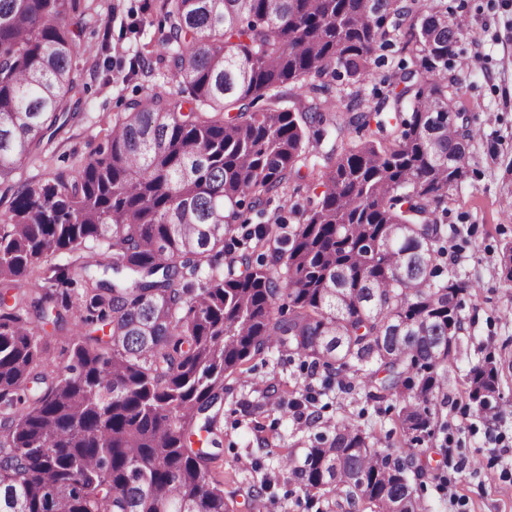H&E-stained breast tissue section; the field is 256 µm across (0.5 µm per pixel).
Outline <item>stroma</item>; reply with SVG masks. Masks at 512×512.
<instances>
[{"label": "stroma", "instance_id": "1", "mask_svg": "<svg viewBox=\"0 0 512 512\" xmlns=\"http://www.w3.org/2000/svg\"><path fill=\"white\" fill-rule=\"evenodd\" d=\"M448 11L468 25L450 68L457 78L452 92L457 111L481 135L470 148L467 174L448 194V264L465 272L472 287L463 298L466 332L448 372L444 402L438 405L435 433L423 443V461L437 473L421 496L428 512H512V372L504 380V406L487 425L465 394L469 368L487 353L512 362V282L501 270L502 248L512 244V0H444ZM80 22L81 44H108L111 70L97 59L80 60L82 107L76 118L56 131L49 150L0 186V215L17 187L45 181L61 170L78 167L103 142L113 119L129 100L146 97L156 85L178 93L179 85L152 56L151 76L130 69L142 45L156 44L159 25L137 34L133 26L143 12H155V0H89ZM373 127L347 128L343 138L327 134L311 142L309 161L292 177L284 194L274 197L268 213L282 216L288 227L302 220L317 194L312 163L372 135ZM323 370L301 367L298 358L274 354L247 362L227 380L219 412L220 445L215 470L233 512H317L297 482L281 470V457H303L327 423L345 418L372 427L387 444L402 438L388 402L374 403L356 393L322 395ZM317 396L309 406L314 417L296 421L282 405L305 387Z\"/></svg>", "mask_w": 512, "mask_h": 512}]
</instances>
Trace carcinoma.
<instances>
[{
  "instance_id": "1",
  "label": "carcinoma",
  "mask_w": 512,
  "mask_h": 512,
  "mask_svg": "<svg viewBox=\"0 0 512 512\" xmlns=\"http://www.w3.org/2000/svg\"><path fill=\"white\" fill-rule=\"evenodd\" d=\"M88 0H0V185L75 115L74 20ZM163 63L187 96L129 104L95 156L17 189L0 217V284L28 289L36 319L0 295V512H231L211 474L224 380L275 352L327 372L325 388L396 401L401 451L360 426H328L285 467L339 512H426L433 475L415 446L434 434L470 280L446 268L448 192L479 135L457 128L448 61L467 31L428 0H158ZM406 58L392 100L356 112L374 55ZM348 123L379 135L325 158L323 187L281 243L282 220L246 234L245 271L217 258L264 214L325 124L333 83ZM310 83L298 108L286 88ZM267 104L254 108L259 100ZM69 265L54 263L60 254ZM77 314L67 363L35 399L46 326ZM108 328V341L86 327ZM480 411L503 406L486 356L466 376Z\"/></svg>"
}]
</instances>
